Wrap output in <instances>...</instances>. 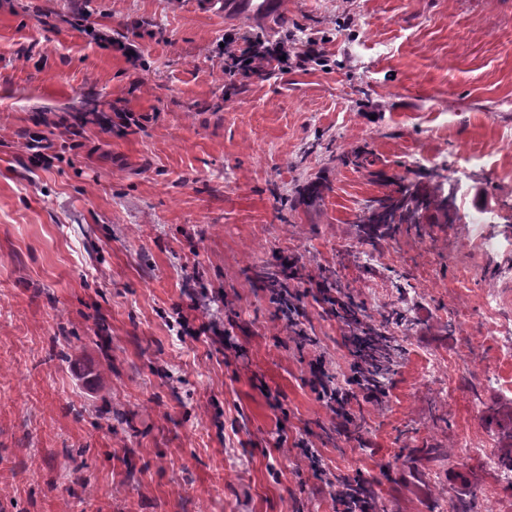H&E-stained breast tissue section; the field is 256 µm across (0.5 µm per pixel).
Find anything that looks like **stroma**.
<instances>
[{
    "mask_svg": "<svg viewBox=\"0 0 512 512\" xmlns=\"http://www.w3.org/2000/svg\"><path fill=\"white\" fill-rule=\"evenodd\" d=\"M279 2L243 19L235 0H0V512H336L345 475L376 512L462 493L512 512L485 462L512 365L483 307L497 288L512 320V0ZM228 31L312 38L326 63L233 76ZM118 112L141 127L102 129ZM408 181L454 192L456 220L363 240L366 205ZM282 256L304 339L267 280ZM326 281L397 341L348 434L310 388L317 359L353 360ZM215 317L236 348L185 335Z\"/></svg>",
    "mask_w": 512,
    "mask_h": 512,
    "instance_id": "35a3bbf8",
    "label": "stroma"
}]
</instances>
